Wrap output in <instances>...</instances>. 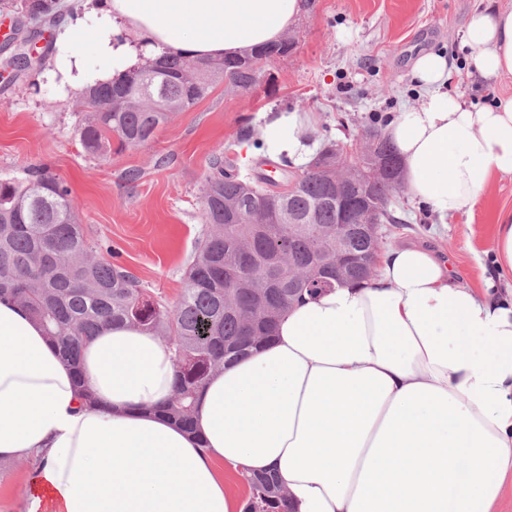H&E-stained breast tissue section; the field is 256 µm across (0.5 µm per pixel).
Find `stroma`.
I'll return each mask as SVG.
<instances>
[{
  "label": "stroma",
  "instance_id": "1",
  "mask_svg": "<svg viewBox=\"0 0 512 512\" xmlns=\"http://www.w3.org/2000/svg\"><path fill=\"white\" fill-rule=\"evenodd\" d=\"M306 9L289 30L297 40L288 56L268 62L256 86L241 91L218 83L193 108L174 114L145 146L102 159L80 143L77 90L60 94L43 79L54 55L47 40L33 37L38 62L16 71L0 52V179L24 177L48 166L68 182L94 250L114 249L141 287L174 308L184 277L208 232L203 209L204 174L212 156L223 153L241 175L263 173L277 184L287 176L263 164L266 117L296 118L302 148L292 155L302 171L324 140L353 143L366 124L420 104L413 80L415 59L429 51L453 58L449 86L477 106L512 96V75L486 79L468 65L471 47L461 35L470 15L484 8H512V0H305ZM135 169L136 182L125 174ZM512 209V175L493 177L468 216L441 222L437 215L397 193L395 223L383 225L385 247L417 243L447 256L466 283L483 287L491 268L492 224L500 208ZM30 465L0 461V512H25L23 487Z\"/></svg>",
  "mask_w": 512,
  "mask_h": 512
}]
</instances>
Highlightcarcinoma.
Here are the masks:
<instances>
[{
  "instance_id": "1",
  "label": "carcinoma",
  "mask_w": 512,
  "mask_h": 512,
  "mask_svg": "<svg viewBox=\"0 0 512 512\" xmlns=\"http://www.w3.org/2000/svg\"><path fill=\"white\" fill-rule=\"evenodd\" d=\"M55 0H0V11L25 14L34 22L56 19ZM263 59L244 69L236 59H163V72L140 68L123 79L80 91L85 113L79 127L83 148L106 157L117 149L150 142L176 112H185L208 95L215 82L242 91L255 86ZM366 149L342 161L351 177L370 185L380 210L379 223L394 224L390 202L396 188L365 164ZM336 164H307L288 193H276L261 176L250 185L235 165L213 156L205 174L203 211L211 230L186 272L178 306L169 311L152 300L118 261L94 253L70 200L68 183L46 169L21 179L0 180V298L31 311L75 366L83 343L100 326L133 324L166 338L175 350L178 384L166 412L190 422L197 399L212 370L241 350L266 339L284 308L313 293L290 289L288 278L306 275L316 249L335 252L336 209L324 204L336 185ZM272 213L257 223L253 211ZM311 224H290L288 213ZM246 512H276L284 500L278 481L246 478Z\"/></svg>"
}]
</instances>
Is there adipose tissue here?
Returning a JSON list of instances; mask_svg holds the SVG:
<instances>
[{"instance_id": "obj_1", "label": "adipose tissue", "mask_w": 512, "mask_h": 512, "mask_svg": "<svg viewBox=\"0 0 512 512\" xmlns=\"http://www.w3.org/2000/svg\"><path fill=\"white\" fill-rule=\"evenodd\" d=\"M44 72L59 89L141 61L217 60L278 42L303 0H77ZM463 41L487 78L512 74V10L473 12ZM444 55L412 67L421 103L384 129L403 190L470 214L512 175V96L450 94ZM466 285L420 246L377 275L287 309L272 340L211 373L192 428L159 412L176 376L153 333L106 326L79 367L0 300V461L32 463L26 512H243L216 465L276 476L291 512H496L512 479V300ZM92 391L94 404L80 397Z\"/></svg>"}]
</instances>
